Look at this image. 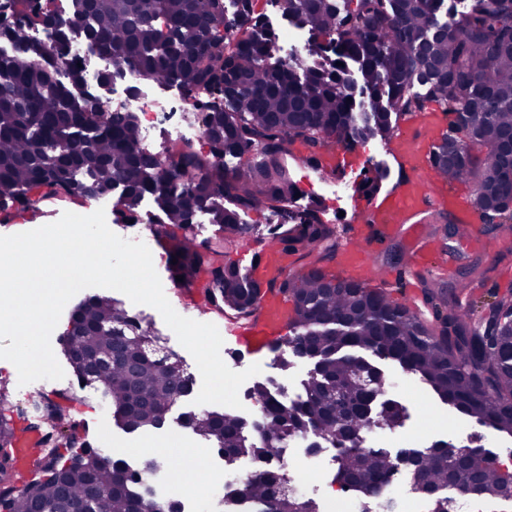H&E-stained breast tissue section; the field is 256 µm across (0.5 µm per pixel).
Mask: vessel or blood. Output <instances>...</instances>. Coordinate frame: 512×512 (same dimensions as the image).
I'll list each match as a JSON object with an SVG mask.
<instances>
[{
	"label": "vessel or blood",
	"instance_id": "obj_1",
	"mask_svg": "<svg viewBox=\"0 0 512 512\" xmlns=\"http://www.w3.org/2000/svg\"><path fill=\"white\" fill-rule=\"evenodd\" d=\"M439 122L440 117L436 112L427 110L417 113L413 123L422 128V135L403 133L389 145L388 155L408 170V178L394 184L381 195L361 193L353 196V211L373 208L383 217L384 223L379 227L371 224L352 225L337 260L345 273L363 276L365 259L370 250L383 244L394 222L417 212L445 206V199L432 194L429 182L433 170L429 134L435 131ZM260 255V261L251 263L248 268L252 279L263 283L287 272L285 255L275 244L262 245ZM290 323L286 297L268 294L261 302L258 315L246 322L234 323L230 333L237 344L244 346L249 353L259 354L272 349L275 341L286 336Z\"/></svg>",
	"mask_w": 512,
	"mask_h": 512
}]
</instances>
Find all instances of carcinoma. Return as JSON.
I'll list each match as a JSON object with an SVG mask.
<instances>
[{
	"label": "carcinoma",
	"instance_id": "cac0c4a2",
	"mask_svg": "<svg viewBox=\"0 0 512 512\" xmlns=\"http://www.w3.org/2000/svg\"><path fill=\"white\" fill-rule=\"evenodd\" d=\"M47 0H15L0 14V213L20 216L62 197L103 198L120 190L116 219L133 218L153 197L166 222L162 237L171 278L203 290L218 313L255 315L266 288L293 303L292 334L275 348L314 361L304 396L290 401L258 383L251 421L229 412H186L183 424L212 449L248 461L256 475L224 484L227 503L239 499L264 512H319L316 501L291 488L283 473L285 445L307 434L337 447L336 481L374 499L397 469L430 512H452L455 489L490 500L512 499V470L480 446L438 440L404 462L384 448H351L372 430L402 425L400 403L368 357L391 359L431 387L439 399L480 425L512 435V296L477 310L468 292L421 280L428 320L394 302L382 288L336 277L315 263L336 258V229L320 210L288 208L300 192L288 168L290 146L307 148L318 171L330 143L352 147L386 137L393 117L433 103L451 116L432 160L450 182L472 187L473 205L495 230L512 229V0H470L452 21H439L445 0H279L298 27L331 38L343 66L326 72L301 56L274 57L271 44L247 32L259 21L253 0H233L237 35L230 36L224 0H75L87 39L112 58L117 72L177 83L205 113L210 150L190 144L165 157L144 150L133 113L83 100L60 81L65 70L85 79L65 33L47 58L28 31L50 22ZM357 66L362 82L347 78ZM260 159L231 172L227 156ZM269 208L288 225L283 249L306 261L302 270L266 285L224 262V246L243 234L240 212ZM209 212L223 235L198 244L188 231ZM154 330L118 300L93 294L72 311L66 355L81 381L103 388L116 423L128 433L160 429L171 409L194 393V380L173 364L144 356ZM63 394L42 398L30 416L0 392V509L7 512H136L153 501L145 483L159 467L140 468L75 438L77 422ZM24 431L41 434L30 460L31 479L19 484L14 447Z\"/></svg>",
	"mask_w": 512,
	"mask_h": 512
}]
</instances>
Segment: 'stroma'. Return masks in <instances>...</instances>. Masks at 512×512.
<instances>
[{
	"mask_svg": "<svg viewBox=\"0 0 512 512\" xmlns=\"http://www.w3.org/2000/svg\"><path fill=\"white\" fill-rule=\"evenodd\" d=\"M256 10L263 16L261 32L278 39L281 54L303 48L311 39L308 31L293 29L278 8L275 0H257ZM141 95L146 101H159L173 109L176 118L173 125H164L150 130L145 135L144 146L157 156H165L169 149L185 142L192 143L197 150H204L203 121L200 112L184 107V95L178 85L161 84L152 80L144 81ZM304 146L292 147L288 164L294 178L301 184H309L310 189L301 199L295 200L294 210L303 211L312 199L320 198L335 204L334 212L327 218L336 227V242L344 244L350 231L349 224L342 221L339 211L351 203L355 173H348L344 180L336 181L321 178L319 173L309 168L303 161ZM108 214L106 223L117 235L134 241L144 242L152 253L154 267L159 274L164 292L174 310L180 315L214 324L219 332H226L231 324L229 315H222L210 309L193 306L185 289L176 287L167 268V253L164 241L151 236L150 229L163 225L165 215L153 199H145L136 213L134 223L115 221L111 216L113 201L101 199H51L23 217L0 224V235H11L30 231L57 221L63 212L92 214L97 209ZM240 222L245 228L237 251L251 250L261 239L267 238L279 229L280 219L273 211L261 208L242 212ZM439 212H429L407 217L397 223L390 238L374 250L369 261L381 269L385 277L379 280L380 288L385 289L392 300L397 302H418L422 296L418 288L417 274L409 273L408 267L413 250L419 245H428V273L445 271L447 277H454L457 262H444L442 244L433 238L430 231L441 224ZM466 256L478 259L484 273V282L477 295L483 301H491L503 295H512V246H504L493 225L483 224L474 242L461 244ZM125 308L136 317L152 322L161 337L162 346L177 355L187 373L193 379L201 374L193 356L178 341L175 333L164 322L161 314L153 307L125 301ZM67 319H60L51 335L54 354L66 373L63 379L38 380L19 385L16 368L9 361L0 359V389L4 390L12 403L25 410H33L39 395L68 393L73 397L72 407L84 430L82 436L87 441L112 448L132 467H140L147 458H155L160 466L152 481L156 495L172 499L189 496L204 502L201 512H225L221 503L224 495V473L227 469L223 456L210 449L190 428L184 427L182 413L193 411L192 400H184L176 405L167 416L165 426L159 430L128 434L120 429L112 410L100 393L81 386L73 371L63 345V335L67 329ZM221 356L226 365L235 371H242L252 364H260L261 371L256 380H269L279 383L289 398H297L303 392V383L308 377L310 363L299 358L280 363L276 354L240 356L231 340H224ZM386 377L394 382V396L403 404L406 417L401 427L383 430L375 434V446L393 451L402 448H423L437 439L463 441L479 436L480 443L496 455L502 462H512V436L496 433L480 426L470 417L450 411L418 380L399 374L397 367L388 361L381 362ZM285 458V469L290 481H303L308 497L316 500L320 512H351L347 500L339 499L331 491L336 474L335 451L322 448L318 454H310L304 443L289 444Z\"/></svg>",
	"mask_w": 512,
	"mask_h": 512,
	"instance_id": "obj_1",
	"label": "stroma"
}]
</instances>
